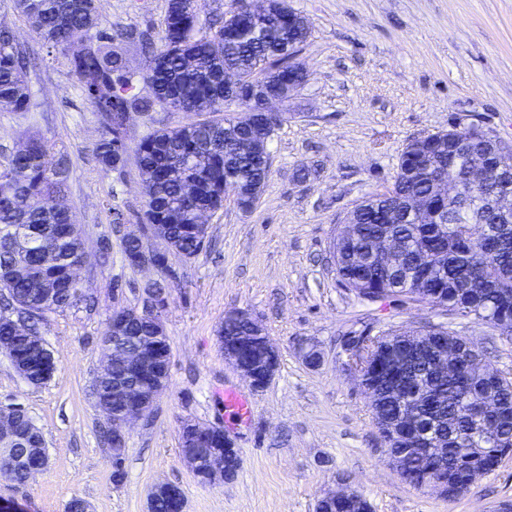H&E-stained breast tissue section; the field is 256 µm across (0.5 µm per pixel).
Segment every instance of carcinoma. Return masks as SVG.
<instances>
[{"instance_id":"obj_1","label":"carcinoma","mask_w":512,"mask_h":512,"mask_svg":"<svg viewBox=\"0 0 512 512\" xmlns=\"http://www.w3.org/2000/svg\"><path fill=\"white\" fill-rule=\"evenodd\" d=\"M200 0H168L159 32L161 46L145 43L149 68L140 78L129 70L112 43L133 37L103 24L96 0H13L14 9L44 43L67 55L70 72L88 102L99 113L102 133L96 154L106 169L127 158L128 112H149L154 106L195 115L225 112L224 70L244 79L254 93L282 91L288 77V57L309 33L301 15L288 19L284 0H274L262 21L241 24L230 17L199 25ZM29 58L14 34L0 27V111L28 112L33 107L27 81ZM146 85L143 94L140 85ZM237 117L191 119L185 124L155 130L137 147L140 168L153 171L147 195L145 223L165 234L175 252L185 258L202 249L206 232L199 215L224 206L230 186L238 190L237 206L248 211L261 197L269 176L262 168L260 145L241 149ZM456 126L432 137L410 140L399 156L392 187L372 193L351 211L348 235H338L331 250L342 284L358 296L375 301L404 297L427 302L476 319L512 335V223L467 183L445 200L434 188L438 165L463 163V151L479 150L484 136ZM57 142L29 135L8 154H0V313H27L26 331L41 335L48 313L80 304L73 276L84 246L82 226L61 204L69 177V163L58 156L52 167L45 157ZM446 211L456 224L426 223L408 213L406 200ZM23 230L28 252L18 254L13 238ZM380 237L394 239L403 255L390 264L373 253ZM152 310L145 305L128 335L148 333ZM252 335L244 322L226 318L218 330L224 338ZM418 338L384 339L370 351L363 366L365 382L373 390L370 406L375 424L390 455H400L408 479L417 487L433 480L448 483L446 499L463 496L472 485L494 471L512 454V378L492 379L483 354L441 326L416 330ZM463 350L456 372L443 377L435 358L442 341ZM410 411L423 424L436 423L446 431L444 457L425 453L422 434L407 430L401 414ZM35 429L4 445L3 453L21 455L31 448Z\"/></svg>"}]
</instances>
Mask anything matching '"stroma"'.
Returning <instances> with one entry per match:
<instances>
[{"label": "stroma", "mask_w": 512, "mask_h": 512, "mask_svg": "<svg viewBox=\"0 0 512 512\" xmlns=\"http://www.w3.org/2000/svg\"><path fill=\"white\" fill-rule=\"evenodd\" d=\"M310 35L299 59L308 77L282 106L287 118L269 144L271 167L250 211L226 195L208 219L204 248L192 259L167 255L173 277L163 314L171 351L167 388L126 434L121 462L100 437L106 416L92 394L102 333L113 309L142 307L153 267L128 264L127 231L143 222L137 159L104 169L95 146L97 112L79 92L66 56L0 0L9 27L31 56L32 111L0 112V152L21 136L56 137L70 159L63 203L85 230L88 260L79 273L95 300L45 317L43 338L56 369L32 386L0 353V402L22 403L46 441L48 463L17 485L0 478V498L24 512H67L71 499L91 512H148L159 483L178 486L184 512H315L320 494L346 486L373 512H494L512 502V456L462 497L445 500L405 483L390 465L370 402L350 374L349 337L388 328L446 324L512 374V338L471 316L387 298L367 301L345 288L330 254L346 214L393 183L409 139L476 124L512 145V0H286ZM106 25L158 34L168 0H97ZM186 113L134 112L129 149ZM242 310L263 323L281 354L270 384L255 392L225 364L217 330ZM321 356L308 365L301 349ZM252 405L247 423L224 411L225 389ZM195 422L223 428L241 451L234 480L201 483L181 457V431Z\"/></svg>", "instance_id": "obj_1"}]
</instances>
